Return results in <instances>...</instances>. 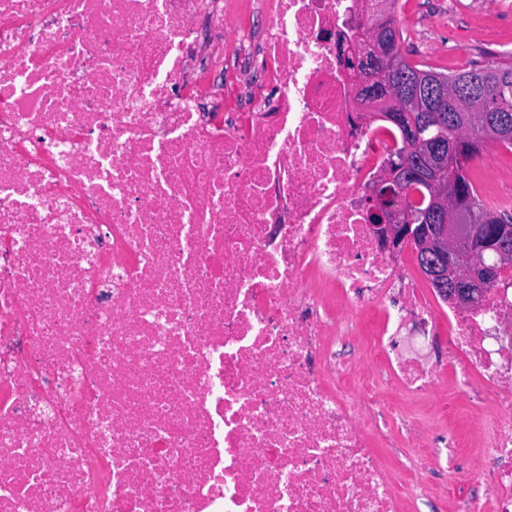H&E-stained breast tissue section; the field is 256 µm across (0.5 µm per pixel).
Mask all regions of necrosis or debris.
Returning a JSON list of instances; mask_svg holds the SVG:
<instances>
[{
  "instance_id": "necrosis-or-debris-1",
  "label": "necrosis or debris",
  "mask_w": 512,
  "mask_h": 512,
  "mask_svg": "<svg viewBox=\"0 0 512 512\" xmlns=\"http://www.w3.org/2000/svg\"><path fill=\"white\" fill-rule=\"evenodd\" d=\"M366 30L361 0H0V512H404L378 389L444 366L368 215L402 141L339 60ZM448 320L479 408L441 445L483 485L453 512H512V268Z\"/></svg>"
}]
</instances>
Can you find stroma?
I'll list each match as a JSON object with an SVG mask.
<instances>
[{
  "mask_svg": "<svg viewBox=\"0 0 512 512\" xmlns=\"http://www.w3.org/2000/svg\"><path fill=\"white\" fill-rule=\"evenodd\" d=\"M464 8L452 11L448 0H398L396 16L403 31L401 51L414 65L439 72H460L491 65H512V0H466ZM383 400L402 411L418 414L421 422L437 431L448 425V408L437 398H409L391 388L381 391ZM395 445L383 449L385 462L395 472L402 488L427 482L428 495L406 506V512H443L456 491H473L480 474L473 465L428 469L427 459L410 447L399 427H392Z\"/></svg>",
  "mask_w": 512,
  "mask_h": 512,
  "instance_id": "obj_1",
  "label": "stroma"
}]
</instances>
